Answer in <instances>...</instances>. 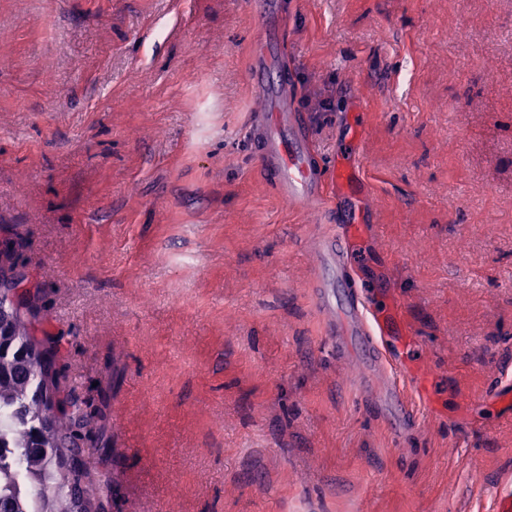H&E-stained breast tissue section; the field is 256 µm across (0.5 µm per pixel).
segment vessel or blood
<instances>
[{
	"instance_id": "vessel-or-blood-1",
	"label": "vessel or blood",
	"mask_w": 512,
	"mask_h": 512,
	"mask_svg": "<svg viewBox=\"0 0 512 512\" xmlns=\"http://www.w3.org/2000/svg\"><path fill=\"white\" fill-rule=\"evenodd\" d=\"M249 6L261 20V31L253 44L254 86L266 101L264 112L254 117L255 150L267 183L293 207L307 210L322 203L330 183L346 184L352 178L351 165L340 163L327 169L315 161V153L300 112H297L292 89L287 78L281 77L276 86L265 84L261 76L270 70H284L285 65L275 54L272 43L280 34L284 6L282 0H250ZM351 230L345 224H333L320 236L317 252L321 257V308L327 324L330 342L337 354H347L374 366H391L399 376L411 379L410 391H400L394 385L384 392L391 403L390 427L402 433L416 422L415 407L430 405L428 393L420 379L415 378L408 354L395 362H387L375 344V330L368 317L369 309L356 291H346L342 301L332 302L333 288L339 282L336 272L349 262Z\"/></svg>"
}]
</instances>
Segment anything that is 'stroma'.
<instances>
[{
    "mask_svg": "<svg viewBox=\"0 0 512 512\" xmlns=\"http://www.w3.org/2000/svg\"><path fill=\"white\" fill-rule=\"evenodd\" d=\"M350 273L434 364L403 435L317 302L323 216L266 183L249 0H0V248L109 447L105 512H499L512 500V0H284Z\"/></svg>",
    "mask_w": 512,
    "mask_h": 512,
    "instance_id": "1",
    "label": "stroma"
}]
</instances>
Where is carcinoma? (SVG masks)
Masks as SVG:
<instances>
[{"label":"carcinoma","instance_id":"obj_1","mask_svg":"<svg viewBox=\"0 0 512 512\" xmlns=\"http://www.w3.org/2000/svg\"><path fill=\"white\" fill-rule=\"evenodd\" d=\"M0 304V512H101L110 479L70 446L93 421L58 384L56 346L27 315Z\"/></svg>","mask_w":512,"mask_h":512}]
</instances>
